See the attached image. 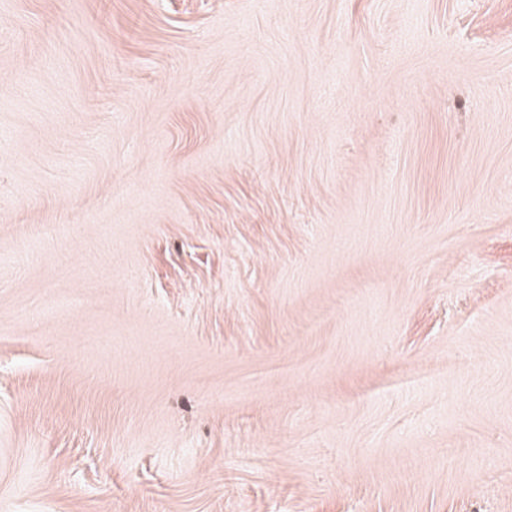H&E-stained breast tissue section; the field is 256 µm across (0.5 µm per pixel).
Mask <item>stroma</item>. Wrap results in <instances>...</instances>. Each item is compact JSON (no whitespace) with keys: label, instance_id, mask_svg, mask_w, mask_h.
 Here are the masks:
<instances>
[{"label":"stroma","instance_id":"obj_1","mask_svg":"<svg viewBox=\"0 0 512 512\" xmlns=\"http://www.w3.org/2000/svg\"><path fill=\"white\" fill-rule=\"evenodd\" d=\"M0 512H512V0H0Z\"/></svg>","mask_w":512,"mask_h":512}]
</instances>
